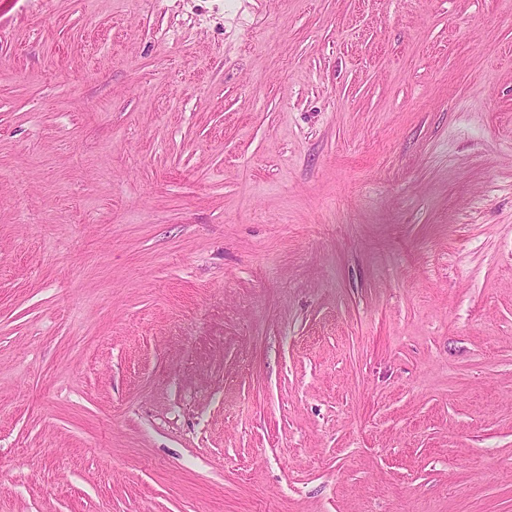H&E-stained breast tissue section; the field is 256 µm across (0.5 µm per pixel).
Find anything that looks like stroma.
<instances>
[{
  "label": "stroma",
  "instance_id": "stroma-1",
  "mask_svg": "<svg viewBox=\"0 0 512 512\" xmlns=\"http://www.w3.org/2000/svg\"><path fill=\"white\" fill-rule=\"evenodd\" d=\"M0 512H512V0H0Z\"/></svg>",
  "mask_w": 512,
  "mask_h": 512
}]
</instances>
